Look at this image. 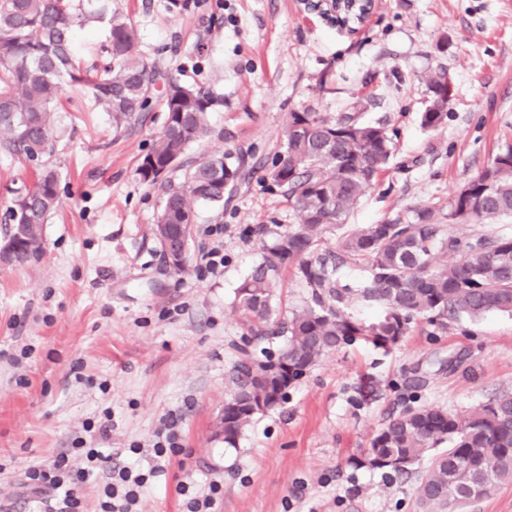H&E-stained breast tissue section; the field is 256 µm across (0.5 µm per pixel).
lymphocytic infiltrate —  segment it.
<instances>
[{"label": "lymphocytic infiltrate", "instance_id": "lymphocytic-infiltrate-1", "mask_svg": "<svg viewBox=\"0 0 512 512\" xmlns=\"http://www.w3.org/2000/svg\"><path fill=\"white\" fill-rule=\"evenodd\" d=\"M176 419L158 430L150 452V467L141 471L116 467L102 448L75 446L54 460L29 468L24 486L42 504V512H85L83 492L99 488L96 512H139L140 494L149 478L165 472L180 453Z\"/></svg>", "mask_w": 512, "mask_h": 512}]
</instances>
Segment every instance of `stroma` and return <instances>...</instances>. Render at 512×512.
Masks as SVG:
<instances>
[{"mask_svg":"<svg viewBox=\"0 0 512 512\" xmlns=\"http://www.w3.org/2000/svg\"><path fill=\"white\" fill-rule=\"evenodd\" d=\"M138 52L210 89L212 133L169 178L228 152L242 178L223 205L198 203L188 262L166 268L153 234L161 185L137 167L163 129L154 110L118 133L88 95L68 88L55 157L61 202L43 250L0 267V512H34L24 473L82 440L113 464L147 468L163 422L178 419L182 453L144 488L140 512H183L181 484L222 485L217 512H419L415 479L363 466L386 419L405 406L463 413L512 390V316L415 324L384 352L357 343L330 353L228 448L217 432L225 381L246 338L235 291L262 259L257 227L296 216L269 177L288 115L326 116L362 102L363 121L396 150L345 224H378L432 206L512 145V0H376L355 31L303 0H119ZM449 78L447 122L422 128L431 73ZM223 226V236L212 235ZM222 245L224 268L205 269ZM107 432H99L101 423Z\"/></svg>","mask_w":512,"mask_h":512,"instance_id":"stroma-1","label":"stroma"}]
</instances>
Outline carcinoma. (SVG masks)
<instances>
[{"label":"carcinoma","mask_w":512,"mask_h":512,"mask_svg":"<svg viewBox=\"0 0 512 512\" xmlns=\"http://www.w3.org/2000/svg\"><path fill=\"white\" fill-rule=\"evenodd\" d=\"M83 0H0V153L23 158L34 181L9 189L11 205L0 216L5 232L28 225L21 263L41 250L43 228L59 205L60 174L52 157L57 112L68 83L84 84L94 104L117 130L159 105L163 130L142 158L140 178L155 184L168 161L209 134L214 97L184 85L137 52L138 31L112 0H95L107 21V61L81 69L74 35L89 15ZM363 5L330 15L338 26L359 23ZM444 72L421 126L435 130L448 120L441 111ZM386 129L361 120L356 107L325 117L289 113L284 150L273 161L271 180L285 188L297 223L278 231L258 230L262 262L236 289V310L252 340H278L276 351L239 348L228 376L224 447L235 448L253 419L284 402L288 389L320 360L358 340L385 349L397 346L420 320L444 328L448 321L487 313L512 314V235L453 234L432 207L380 224L353 226L338 243L325 246L329 226L346 222L393 153ZM238 164L215 153L195 164L183 182H166L154 234L164 224L183 223L194 204L224 203L241 178ZM512 215V147L465 183L451 202V219ZM363 261L369 276L358 288L340 284L339 265ZM309 288L288 318L271 320L273 290L288 269ZM377 308L370 321L348 315L354 301ZM429 457L428 465L419 463ZM363 464L388 478H417L421 512H462L512 482V391L500 392L457 414L439 406H408L389 417L372 439Z\"/></svg>","instance_id":"obj_1"}]
</instances>
